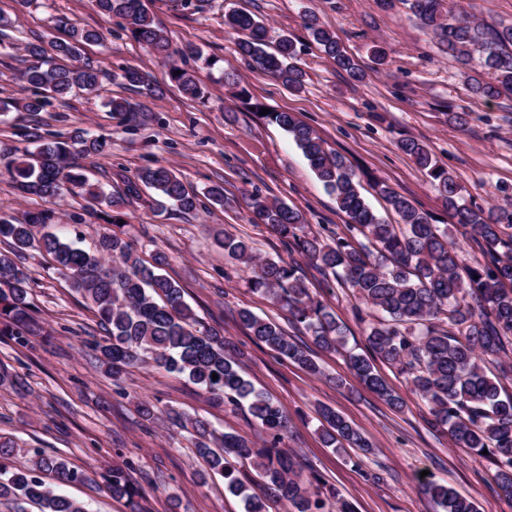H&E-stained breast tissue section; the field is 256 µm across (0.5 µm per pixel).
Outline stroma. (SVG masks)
Wrapping results in <instances>:
<instances>
[{
    "instance_id": "stroma-1",
    "label": "stroma",
    "mask_w": 512,
    "mask_h": 512,
    "mask_svg": "<svg viewBox=\"0 0 512 512\" xmlns=\"http://www.w3.org/2000/svg\"><path fill=\"white\" fill-rule=\"evenodd\" d=\"M142 4L167 35L175 62L195 72L204 89L202 98H188L172 86L165 62L130 38L122 17L101 14L95 0H0V14L9 19L14 34L27 41L63 39L73 26L101 29L104 41L86 45L82 60L109 74L96 94L53 101L38 118L13 110L0 114V215L19 217L43 206L41 200L22 197L5 170L15 150L27 146L26 135L36 120L42 132L63 139L84 131L109 138L107 155L78 160L89 182L105 191L123 189L138 170L158 165L173 169L197 193L223 185V206L205 203L188 214L155 191L140 189L121 225L106 223L101 211L67 193L53 205L57 222L52 229L85 249L94 248L102 234L116 232L130 240L143 259L164 252L165 272L184 287L197 318L238 344L244 377L288 415L287 446L355 512H441L419 491L425 476L447 482L473 500L479 512H512V501L499 495L491 478L490 460L452 447L446 433L428 426V409L412 392L406 375L384 362L376 364L403 398L399 410L359 383L345 350L364 346L365 330L376 315L357 310L350 289L338 284L325 289L311 266L302 268L312 294L347 330L345 349H314L325 375L312 377L253 343L237 322L236 313L243 307L283 327L288 319L264 296L249 291L243 265L225 257L214 242L216 232L225 231L252 240L262 256L287 257L283 241L249 219L247 201L256 192L299 208L315 231L340 232L348 222L288 134L239 101L225 84V75H238L266 108L293 113L317 132L326 148L342 154L379 214L387 209L372 188L376 178L447 226L468 265L478 258L477 248L463 228L450 223L428 176L396 142L404 136L424 142L455 176L467 200L511 212L512 96L491 101L474 97L461 64L420 26L408 0H392L387 7L380 0ZM442 6L455 14L512 25V0H443ZM308 10L316 12L321 26L332 30L361 65V81L351 80L319 50L304 27ZM235 11L262 21L270 38L283 33L294 38L295 62L306 73L301 91H289L238 54V35L225 23ZM190 46L216 57L217 65L210 69L186 55ZM376 49L386 53L383 64L371 59ZM130 66L146 73L159 94L148 96L115 81V74ZM114 97L134 103L147 121H125L112 114L108 102ZM452 110L468 113L465 128L449 123ZM26 266L37 328L24 347L0 335V435L15 445L11 464H27L34 449L67 457L88 479L62 486L61 491L86 503L90 512H129L126 501L113 498L102 478L112 466L128 463L147 512H245L222 477L200 481L203 461L191 440L174 432L166 419L170 410L189 413L218 432L262 442L260 429L245 412L213 405L184 377L151 365L130 369L121 386H114L95 361L93 347L104 332L94 311L39 253H31ZM143 399L156 406L155 419L137 414L136 405ZM323 405L352 423L369 449L341 455L326 447L317 414Z\"/></svg>"
}]
</instances>
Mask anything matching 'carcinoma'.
<instances>
[{"label": "carcinoma", "instance_id": "obj_1", "mask_svg": "<svg viewBox=\"0 0 512 512\" xmlns=\"http://www.w3.org/2000/svg\"><path fill=\"white\" fill-rule=\"evenodd\" d=\"M108 16L123 17L131 38L159 59L171 57L164 31L142 7L141 0H96ZM442 0H412V9L421 26L435 33L448 55L468 72L472 92L486 100L512 95V26H493L475 15L459 18L445 15ZM305 24L324 53L358 81L362 71L347 55L334 33L319 25L315 14L305 15ZM232 30L242 34L237 40L240 55L254 69L299 92L304 73L291 65L296 44L283 36L276 49L265 46V27L247 13L228 18ZM104 40L97 28H73L69 39L49 46L28 42L24 46L25 66L19 80L31 94L14 103L21 112L37 115L50 100L77 93H93L106 76L89 63L77 64L84 45ZM123 84L144 87L151 93L159 88L135 67L122 70ZM172 83L191 99L203 97L198 79L187 69L173 66ZM226 81L236 96L255 113L264 105L253 100L249 88L233 76ZM268 122L286 131L303 151L317 178L335 195L340 211L348 217L346 232L326 235L307 229L303 212L286 204H275L253 194L247 207L254 224H265L287 241L297 257L261 259L252 242L242 236L223 234L217 239L224 255L250 269L247 286L267 297L271 304L288 312V321L311 336L316 346L334 351L344 344L342 326L320 299L314 297L300 275L298 260L313 265L328 282L349 288L359 303L378 311L384 319L369 325L365 353L348 354L357 379L395 409L403 407L397 395L378 373L381 360L407 375L412 391L428 407L429 423L449 436L452 446L476 453L488 451L494 479L502 497L512 501V396L501 397L498 379L487 373V365L501 363L506 344L512 340V213L469 204L452 173L439 164L424 143L402 137L397 148L423 169L448 209L452 223L464 228L484 261L462 265L459 246L448 239V231L433 223V217L411 200L393 191L386 183L376 187L384 195L401 223L388 224L365 202L359 191V176L324 141L289 112H270ZM34 148H26L7 168L17 189L29 196L51 202L63 192L79 189L94 202L112 207L111 223L123 219L127 199L138 193L139 184L153 188L187 213L197 209L199 199L189 192L174 170L165 166L147 167L128 182L124 195H107L87 186L76 166L80 154L103 155L109 139L77 135L71 141H42L31 134ZM51 209L28 212L21 218L0 217V330L15 342L27 344L30 331L28 284L24 265L34 250L50 259L71 290L88 301L106 333L95 345V359L104 372L119 384L127 369L152 363L170 373L185 375L208 398L247 410L266 434L262 446L250 439L218 433L198 417L182 413L176 424L193 442L204 459L208 475L224 477L228 490L242 498L246 512H267V501L287 502V512H327V499L314 476H303L299 458L286 448L288 416L273 400L255 390L238 371L242 351L214 328L201 330L192 309L184 300V289L158 273L167 258L158 252L149 263L132 244L112 234L102 238L92 252L48 232L34 236L37 224H51ZM239 322L252 341L265 345L280 358L295 363L309 375L320 377V363L272 321L242 308ZM218 379H212V375ZM325 425L326 446L338 450L367 448L369 443L342 415L331 408L320 410ZM14 447L0 443V499L28 501L40 512H88L86 505L51 489L42 475L50 473L63 483H80L87 475L59 456L35 452L29 464L18 468L8 462ZM251 467L262 478L255 485L241 479L230 460ZM114 498H124L130 512H146L135 503L137 489L127 469L116 466L107 476ZM443 512H478L469 498L445 484L428 480L420 485Z\"/></svg>", "mask_w": 512, "mask_h": 512}]
</instances>
